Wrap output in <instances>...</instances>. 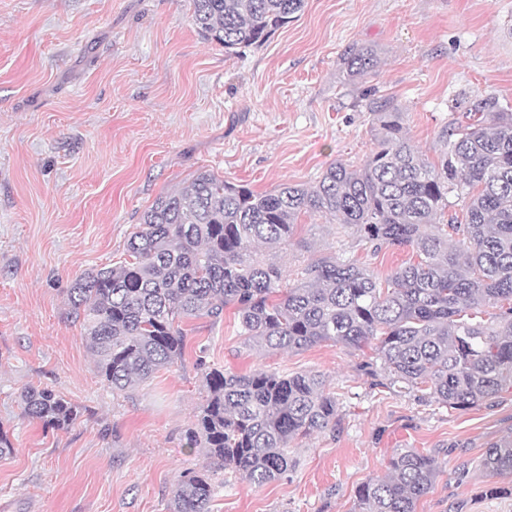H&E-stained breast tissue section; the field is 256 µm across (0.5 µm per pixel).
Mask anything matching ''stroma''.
Returning a JSON list of instances; mask_svg holds the SVG:
<instances>
[{"instance_id":"obj_1","label":"stroma","mask_w":512,"mask_h":512,"mask_svg":"<svg viewBox=\"0 0 512 512\" xmlns=\"http://www.w3.org/2000/svg\"><path fill=\"white\" fill-rule=\"evenodd\" d=\"M192 0H0V512H170L180 473L208 463L184 435L206 398L205 367L323 375L336 421L295 439L294 470L257 488L232 471L211 512H352L361 483L397 451L439 473L417 512H512L489 495L485 451L512 437V387L466 409L377 385L373 347L261 349L234 307L183 321L184 357L114 391L97 374L72 285L127 256L162 195L210 171L258 193L314 186L334 162L361 165L374 114L393 106L437 161L442 131L486 97L512 106V0H305L260 47L229 55L202 38ZM376 67L347 80L351 50ZM412 256L300 214L266 252L293 285L343 257L386 279ZM54 389L79 406L64 430L25 419L18 395Z\"/></svg>"}]
</instances>
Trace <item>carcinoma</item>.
Wrapping results in <instances>:
<instances>
[{
	"mask_svg": "<svg viewBox=\"0 0 512 512\" xmlns=\"http://www.w3.org/2000/svg\"><path fill=\"white\" fill-rule=\"evenodd\" d=\"M192 23L228 54L261 46L288 26L304 0H192ZM375 66L368 50L347 58V79ZM479 117L442 133L446 150L429 162L412 148L401 112H376L374 149L354 167L330 164L316 185L256 193L209 171L159 197L129 238L131 261L75 282L69 298L101 380L125 390L183 358L185 319L218 318L236 308L246 340L272 350L323 342L375 344L389 384L429 391L454 409L512 385V112L487 97ZM457 193L464 220L427 231ZM315 211L353 226L376 246L409 247L418 261L381 284L339 257L308 269L309 280L283 287L282 269L256 251L288 244L295 219ZM500 313L486 323L481 308ZM207 395L185 433L205 449L209 467L187 471L172 490L170 512H209L214 472L229 469L262 487L294 467L289 444L336 420V397L316 373L210 368ZM22 416L51 430L80 418L78 407L47 387L21 394ZM480 466L512 477V440L486 450ZM438 464L413 448L393 454L386 475L357 489L356 512H416Z\"/></svg>",
	"mask_w": 512,
	"mask_h": 512,
	"instance_id": "cac0c4a2",
	"label": "carcinoma"
}]
</instances>
